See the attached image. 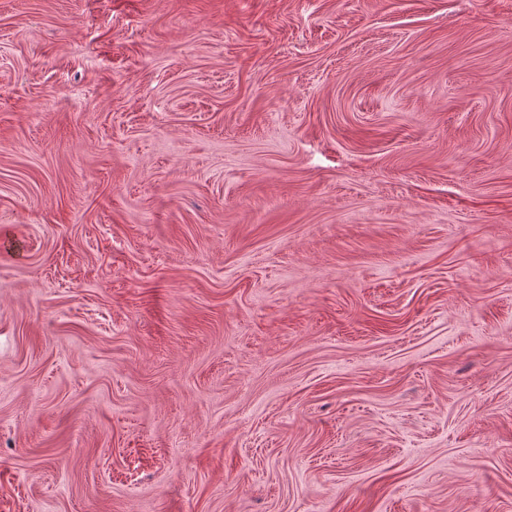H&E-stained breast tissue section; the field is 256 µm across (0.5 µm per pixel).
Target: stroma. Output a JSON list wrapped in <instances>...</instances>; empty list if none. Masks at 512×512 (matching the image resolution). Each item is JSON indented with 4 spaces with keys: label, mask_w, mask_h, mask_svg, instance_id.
<instances>
[{
    "label": "stroma",
    "mask_w": 512,
    "mask_h": 512,
    "mask_svg": "<svg viewBox=\"0 0 512 512\" xmlns=\"http://www.w3.org/2000/svg\"><path fill=\"white\" fill-rule=\"evenodd\" d=\"M0 512H512V0H0Z\"/></svg>",
    "instance_id": "35a3bbf8"
}]
</instances>
